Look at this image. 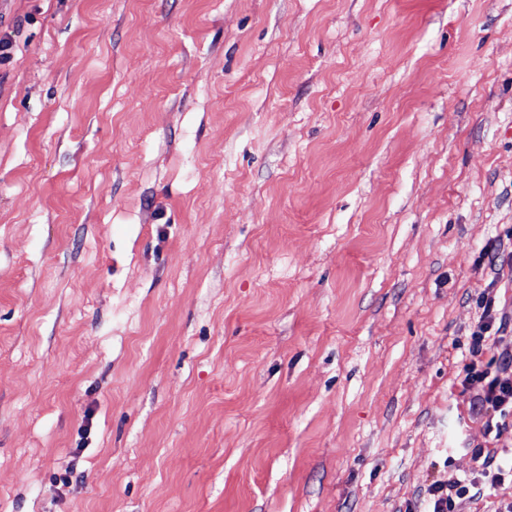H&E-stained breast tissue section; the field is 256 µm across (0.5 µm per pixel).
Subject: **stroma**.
I'll return each mask as SVG.
<instances>
[{"mask_svg": "<svg viewBox=\"0 0 512 512\" xmlns=\"http://www.w3.org/2000/svg\"><path fill=\"white\" fill-rule=\"evenodd\" d=\"M0 512H425L512 455V0H0ZM495 258L482 254L494 240ZM495 285L496 282H490L479 295L482 313L469 336L459 375L460 393L470 392L469 413L487 418L488 431L491 433L495 428L497 440L507 428V419H512V352L496 350L500 335L509 327L511 330V320L499 313L496 294L487 290Z\"/></svg>", "mask_w": 512, "mask_h": 512, "instance_id": "1", "label": "stroma"}]
</instances>
